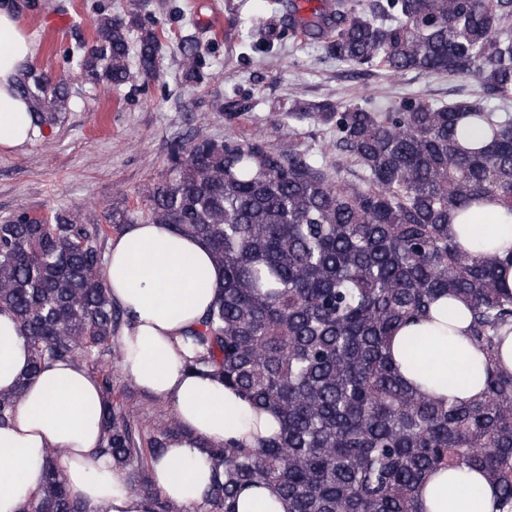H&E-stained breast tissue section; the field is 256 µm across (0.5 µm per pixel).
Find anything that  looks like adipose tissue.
<instances>
[{"label": "adipose tissue", "mask_w": 512, "mask_h": 512, "mask_svg": "<svg viewBox=\"0 0 512 512\" xmlns=\"http://www.w3.org/2000/svg\"><path fill=\"white\" fill-rule=\"evenodd\" d=\"M34 56V44L10 5L0 6V145L7 148L25 147L35 136L30 104L16 89ZM473 213L489 214L490 220L477 236L468 222L455 218L461 245L472 248L478 238L503 258L501 282L512 290V213L490 204ZM103 276L113 300L132 314L120 337L124 373L169 403L194 433L154 461V485L175 504H202L212 463L198 440L254 446L279 430L273 413L256 410L223 383L186 368L183 334L223 288L224 272L197 239L162 224H128L111 241ZM467 325V310L441 297L429 319L399 328L390 350L401 377L436 399L480 394L483 356L467 341ZM29 361L14 316L0 312V392L14 389ZM103 402L96 379L73 364L46 363L30 380L13 419L0 427V512H18L25 498L37 495L45 452L53 448L60 450L58 463L88 512H144L142 498L101 452ZM421 498L424 512H495L497 490L479 472L440 469L425 481Z\"/></svg>", "instance_id": "1"}]
</instances>
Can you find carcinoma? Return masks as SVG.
<instances>
[{"instance_id":"cac0c4a2","label":"carcinoma","mask_w":512,"mask_h":512,"mask_svg":"<svg viewBox=\"0 0 512 512\" xmlns=\"http://www.w3.org/2000/svg\"><path fill=\"white\" fill-rule=\"evenodd\" d=\"M292 28L359 71L465 75L480 94L412 96L388 112L304 103L285 113L288 144L196 138L145 190L143 222L203 241L224 269V288L184 332L194 352L186 368L280 420L256 448L199 442L213 468L204 505L236 512L244 488L266 484L288 512H423L420 486L448 468L481 471L499 490L496 510L512 512V372L499 359L512 292L499 287L497 257L461 247L452 226L481 201L512 212V114L487 103L512 98V0H377L370 12L334 0L307 20L293 17ZM162 48L139 13L100 14L94 44L71 48L68 60L85 82L118 88L133 67L156 73ZM208 54L185 38V77L201 79ZM48 84L35 72L18 80L40 132L57 124L68 95ZM305 120L332 133L321 164L296 140ZM107 237L104 225L65 210L0 221V310L14 315L31 353L26 374L0 393V426L46 362L90 364L105 398L102 451L144 512H180L154 490L151 463L186 429L172 420L143 433L114 402L104 366L131 321L103 282ZM439 295L467 307L466 338L485 361V387L467 402L430 400L391 359L396 329L425 318ZM19 512H86L56 451L46 454L39 496Z\"/></svg>"}]
</instances>
